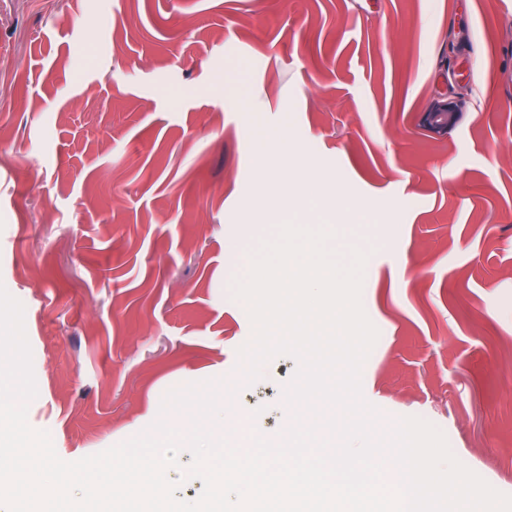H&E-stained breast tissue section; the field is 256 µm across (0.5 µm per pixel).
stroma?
<instances>
[{"instance_id": "stroma-1", "label": "stroma", "mask_w": 512, "mask_h": 512, "mask_svg": "<svg viewBox=\"0 0 512 512\" xmlns=\"http://www.w3.org/2000/svg\"><path fill=\"white\" fill-rule=\"evenodd\" d=\"M257 123L288 133L262 166ZM270 209L368 250L384 423L512 494V0H0V285L62 460L188 432L162 399L210 379L280 433L298 362L246 382L232 297ZM460 115L457 104L448 102L447 97L438 98L426 114V127L434 133L448 131V128L456 124Z\"/></svg>"}]
</instances>
